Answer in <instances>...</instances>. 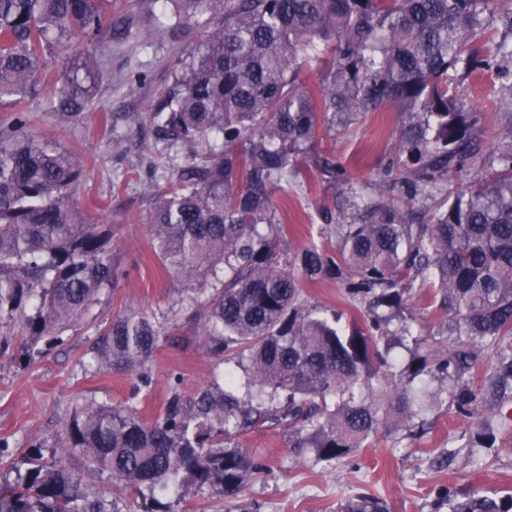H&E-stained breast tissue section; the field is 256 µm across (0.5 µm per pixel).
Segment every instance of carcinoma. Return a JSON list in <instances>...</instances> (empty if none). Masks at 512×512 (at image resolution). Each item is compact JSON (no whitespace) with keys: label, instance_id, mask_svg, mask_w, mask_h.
Masks as SVG:
<instances>
[{"label":"carcinoma","instance_id":"cac0c4a2","mask_svg":"<svg viewBox=\"0 0 512 512\" xmlns=\"http://www.w3.org/2000/svg\"><path fill=\"white\" fill-rule=\"evenodd\" d=\"M190 23L209 16L195 53L175 61L174 84L154 118L182 143L187 163L166 185L150 182L157 255L185 281L210 279L201 314L209 350L247 361L244 391L228 373L188 397L174 377L146 419L137 396L159 331L142 313L114 320L94 360L136 375L122 404L85 402L54 440L53 460L26 458L24 475L0 482V512H118L92 485L112 480L141 495V512H171L205 494L235 501L265 466L241 442L258 427H288V447L340 461L392 417L413 431L436 405L473 427L464 448H512V111L489 128L448 88V71L512 73V0H162ZM112 24V0H0V100L41 95L53 48L89 41ZM332 63L316 88L304 62ZM98 60L83 55L57 82L48 108L89 110ZM394 105L402 113L398 183L405 198L368 196L348 221L328 225L336 253L316 246L277 252L284 232L275 192L317 168L357 190L319 153L326 133ZM17 112L0 126V312L25 336L64 342L88 306L114 287L111 238L71 202L82 164L37 141ZM467 166L489 177L448 192ZM415 224L410 206L436 202ZM334 280L367 315L338 330L305 295L303 281ZM452 316L435 353L413 317L412 298ZM415 345L403 366L379 348L390 326ZM80 453L85 467L69 469ZM448 512H512V491H448ZM338 512H389L374 495Z\"/></svg>","mask_w":512,"mask_h":512}]
</instances>
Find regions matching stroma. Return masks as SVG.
<instances>
[{"label":"stroma","mask_w":512,"mask_h":512,"mask_svg":"<svg viewBox=\"0 0 512 512\" xmlns=\"http://www.w3.org/2000/svg\"><path fill=\"white\" fill-rule=\"evenodd\" d=\"M157 0H112V28L82 44L83 52L102 56L96 93L79 123L71 124L48 111L45 98L26 100L31 134L74 154L83 164L72 201L89 219L110 230L112 257L122 277L102 291L58 346L30 355L28 340L17 322L0 313V439L11 455L0 464V480H14L15 464L40 443L51 460L54 437L62 418L86 401L118 404L137 395L143 417L162 406L173 378L194 395L225 372H239L234 357L215 356L206 346L202 324L194 320L198 305L183 282L174 277L152 249L147 218L153 199L144 183H159L186 163L184 149L152 133V114L174 81L173 59L190 56L204 28L176 22L155 23ZM145 74L137 82V74ZM458 92L483 114L494 105L512 106V79L471 76L456 82ZM402 117L387 108L370 113L349 130H335L322 143L337 165L348 172L358 193L368 195L395 176L400 152ZM123 139L122 149L112 142ZM345 189L310 171L304 184L276 195L278 216L286 235L281 244L315 245L334 250L336 240L324 230V213L340 202ZM312 303L343 311L342 328H350L362 312L344 288L331 280L309 283ZM143 312L159 329V345L149 369L150 389L136 391L133 374L109 370L93 360L92 349L117 317ZM466 422L435 409L424 429L414 434L381 424L368 447L332 464L316 462L312 450L294 456L286 429H260L243 436L245 447L264 464V473L248 483L232 512H337L341 502L360 494L384 499L391 512H448V488L471 483L487 490H512V452L494 448L468 455L462 444Z\"/></svg>","instance_id":"35a3bbf8"}]
</instances>
